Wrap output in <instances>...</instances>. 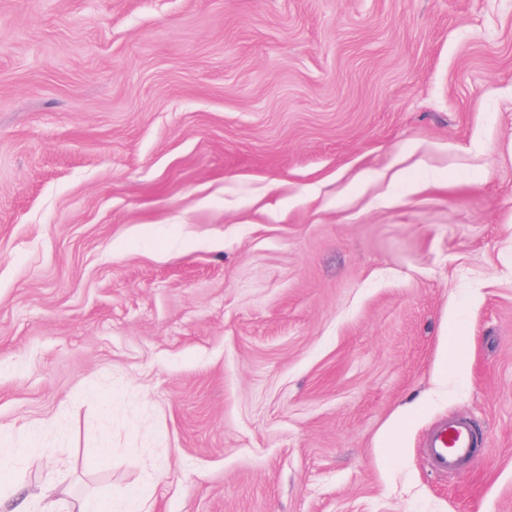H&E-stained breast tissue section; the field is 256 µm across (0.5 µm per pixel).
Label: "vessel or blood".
<instances>
[{"instance_id":"b4317fda","label":"vessel or blood","mask_w":512,"mask_h":512,"mask_svg":"<svg viewBox=\"0 0 512 512\" xmlns=\"http://www.w3.org/2000/svg\"><path fill=\"white\" fill-rule=\"evenodd\" d=\"M479 444L470 421L451 418L438 424L429 434L425 451L432 469L450 473L471 461Z\"/></svg>"}]
</instances>
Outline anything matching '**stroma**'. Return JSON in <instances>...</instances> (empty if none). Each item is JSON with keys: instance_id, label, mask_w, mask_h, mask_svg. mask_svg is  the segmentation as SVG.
<instances>
[{"instance_id": "obj_1", "label": "stroma", "mask_w": 512, "mask_h": 512, "mask_svg": "<svg viewBox=\"0 0 512 512\" xmlns=\"http://www.w3.org/2000/svg\"><path fill=\"white\" fill-rule=\"evenodd\" d=\"M41 419L34 490L512 512V0H0V430ZM482 443L473 425L464 418H451L438 424L427 437L425 451L432 469L455 472L475 455Z\"/></svg>"}]
</instances>
